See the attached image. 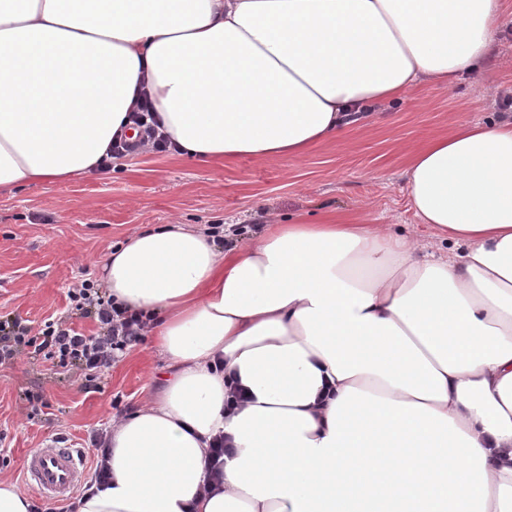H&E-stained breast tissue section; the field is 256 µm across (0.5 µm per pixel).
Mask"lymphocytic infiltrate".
<instances>
[{
    "label": "lymphocytic infiltrate",
    "mask_w": 512,
    "mask_h": 512,
    "mask_svg": "<svg viewBox=\"0 0 512 512\" xmlns=\"http://www.w3.org/2000/svg\"><path fill=\"white\" fill-rule=\"evenodd\" d=\"M68 296L81 316L97 322L98 334L87 336L64 323L49 321L34 335L18 321L0 320V364L27 354L63 368L94 371L110 367L129 346L143 341L141 314L115 305L98 282L81 280L70 287Z\"/></svg>",
    "instance_id": "f902f5d3"
}]
</instances>
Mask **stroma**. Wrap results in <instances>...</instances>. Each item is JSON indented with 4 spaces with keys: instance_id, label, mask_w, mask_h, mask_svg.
I'll use <instances>...</instances> for the list:
<instances>
[{
    "instance_id": "1",
    "label": "stroma",
    "mask_w": 512,
    "mask_h": 512,
    "mask_svg": "<svg viewBox=\"0 0 512 512\" xmlns=\"http://www.w3.org/2000/svg\"><path fill=\"white\" fill-rule=\"evenodd\" d=\"M512 91V22L506 24L483 73L464 78L454 94L422 85L374 121L352 124L304 159L242 157L196 164L176 154L141 153L106 171L66 182H37L0 191V320L17 319L39 332L47 320H66L87 336L97 323L77 314L69 287L101 280V262L131 231L178 222L235 226L240 246L268 218L331 215L349 224L392 222L428 237L409 209L403 172L428 136L498 111ZM164 358L151 340L126 350L98 371L95 389L83 373L21 356L0 365V477L19 482L27 456L60 433L71 443L134 411L151 396V375ZM41 402L30 405L29 396Z\"/></svg>"
}]
</instances>
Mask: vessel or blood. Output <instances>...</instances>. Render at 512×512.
Instances as JSON below:
<instances>
[{
	"mask_svg": "<svg viewBox=\"0 0 512 512\" xmlns=\"http://www.w3.org/2000/svg\"><path fill=\"white\" fill-rule=\"evenodd\" d=\"M23 473L25 482L34 493L58 500L67 498L82 477L73 451L51 444L29 455Z\"/></svg>",
	"mask_w": 512,
	"mask_h": 512,
	"instance_id": "vessel-or-blood-1",
	"label": "vessel or blood"
}]
</instances>
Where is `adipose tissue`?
Wrapping results in <instances>:
<instances>
[{
    "label": "adipose tissue",
    "mask_w": 512,
    "mask_h": 512,
    "mask_svg": "<svg viewBox=\"0 0 512 512\" xmlns=\"http://www.w3.org/2000/svg\"><path fill=\"white\" fill-rule=\"evenodd\" d=\"M504 0H0V189L98 170L149 97L179 157H305L490 58ZM388 224H159L104 259L167 363L77 512H512V113L404 172ZM245 390L224 408L229 385ZM230 440L220 478L216 435Z\"/></svg>",
    "instance_id": "ef3b65f1"
}]
</instances>
